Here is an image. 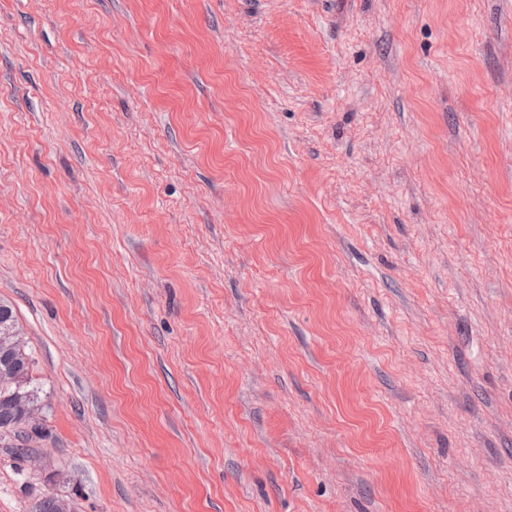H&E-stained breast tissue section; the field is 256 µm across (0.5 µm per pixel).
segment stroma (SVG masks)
Wrapping results in <instances>:
<instances>
[{
	"label": "stroma",
	"instance_id": "1",
	"mask_svg": "<svg viewBox=\"0 0 512 512\" xmlns=\"http://www.w3.org/2000/svg\"><path fill=\"white\" fill-rule=\"evenodd\" d=\"M0 512H512V0H0ZM2 329L17 331L13 307L4 302H0V370L6 369L15 377L11 381L0 383V441L5 442L14 437L20 443L10 448H17V454L22 459L27 458L29 453L25 443L33 434H38L35 420V414L39 411L38 389L33 385L31 374L34 359L24 344L15 350L4 348L1 344L5 337L1 335ZM22 399H26L35 411L33 414L25 413L21 409L19 404Z\"/></svg>",
	"mask_w": 512,
	"mask_h": 512
}]
</instances>
